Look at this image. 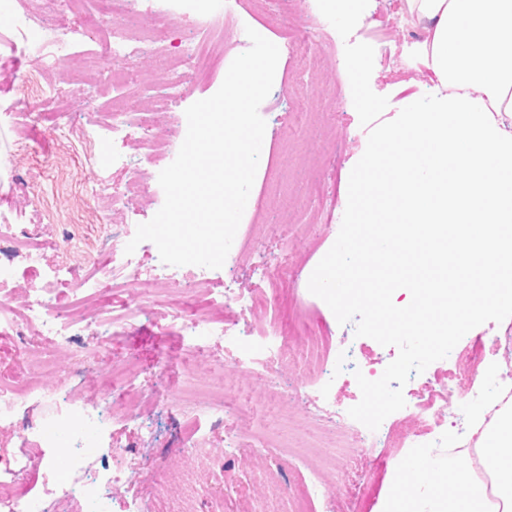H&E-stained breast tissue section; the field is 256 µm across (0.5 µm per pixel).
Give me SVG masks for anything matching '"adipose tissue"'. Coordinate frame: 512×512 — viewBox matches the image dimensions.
<instances>
[{
  "mask_svg": "<svg viewBox=\"0 0 512 512\" xmlns=\"http://www.w3.org/2000/svg\"><path fill=\"white\" fill-rule=\"evenodd\" d=\"M404 18L423 23L418 61L438 81L431 111L411 113L407 132L388 136L402 153L403 178L379 210L383 182L365 181L362 207L375 224L408 225L430 277L422 305H409L422 335H456L484 312L512 304V0H405ZM501 160L496 171L482 157ZM476 290L436 299L443 282L436 258Z\"/></svg>",
  "mask_w": 512,
  "mask_h": 512,
  "instance_id": "adipose-tissue-1",
  "label": "adipose tissue"
}]
</instances>
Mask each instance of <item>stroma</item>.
<instances>
[{
  "label": "stroma",
  "instance_id": "obj_1",
  "mask_svg": "<svg viewBox=\"0 0 512 512\" xmlns=\"http://www.w3.org/2000/svg\"><path fill=\"white\" fill-rule=\"evenodd\" d=\"M0 20V224L34 225L31 262L0 241V266L13 271L15 303L45 285L53 268L70 271V287L54 288L53 297L67 320L94 318L99 310L141 308L135 325L82 329L102 342L88 368L68 379L78 403L109 397L114 409L135 406L139 419L127 423L117 414L107 434L110 447L132 455L148 479L122 486L111 512H124L125 498H142L145 512H289L294 502L306 512H383L394 479V464L406 449L394 443L365 451L348 449L344 473L319 470L301 456L281 463L278 449H267L273 436L293 438L336 451L330 426L308 419L306 399L324 395L332 410L356 405L361 392L353 375L342 368V337L353 339L360 361L378 369L398 350L354 334L339 325L330 308L312 295L308 280L334 244L348 199L352 168L363 155L371 128L393 120L400 110L434 93L437 81L398 39L383 41L399 25L403 0H216L217 11L202 12L195 0H177L168 39L171 53L185 44L202 43L206 54L189 89L172 107V119L161 135L169 144L152 160L140 151L141 133L132 129L108 143L109 160H101L94 141L101 114L148 106L163 92L171 61L146 56L129 64L131 78L99 76L96 83L70 96L57 91L61 76L84 79L86 57L95 45L80 37L98 18L99 5L83 12L66 0H52L47 15L69 32L64 73L40 67L31 49L18 42L16 27L23 0H9ZM234 20L256 30L280 51L268 97L259 107L266 122L258 170L232 244L237 264L207 270L198 291L128 285L109 292L85 287L98 264L112 259L104 246L113 224L135 233L164 203L159 172L176 157L186 136V109L212 96L233 59L241 54L234 36L215 39L224 21L222 4ZM321 28L320 37L296 44L290 34L304 22ZM30 72L20 84L21 72ZM141 176L148 196L132 201L105 218L90 198L92 181L121 184ZM244 301L228 307L225 289ZM188 312L201 321L186 334L179 316ZM512 337V318L486 322L458 343L479 367L499 362L496 343ZM287 351L291 367L280 391L267 383L266 362ZM237 370L225 366L227 356ZM65 351L53 350L46 337L26 328H0V384L21 387L37 383L53 391L59 381L55 364ZM133 366L131 382L113 384L116 370ZM452 359L432 363L426 377L438 379L454 394L436 401L438 409L459 413L479 393L483 379L458 383ZM220 393L224 411L235 417L239 440L224 445V429L213 417L182 404L190 380ZM40 452L23 447L17 431L0 427V484L14 486L19 499L45 496L46 470Z\"/></svg>",
  "mask_w": 512,
  "mask_h": 512
}]
</instances>
